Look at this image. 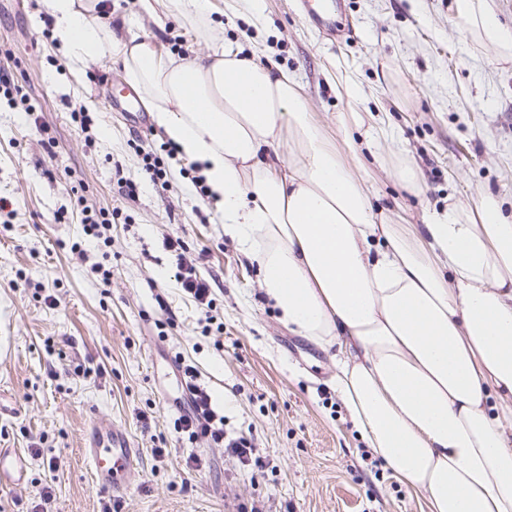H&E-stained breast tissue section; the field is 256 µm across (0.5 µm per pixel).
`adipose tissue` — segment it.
Wrapping results in <instances>:
<instances>
[{"instance_id": "1", "label": "adipose tissue", "mask_w": 512, "mask_h": 512, "mask_svg": "<svg viewBox=\"0 0 512 512\" xmlns=\"http://www.w3.org/2000/svg\"><path fill=\"white\" fill-rule=\"evenodd\" d=\"M41 2L71 61L122 62L156 126L198 163L282 322L334 352L355 429L426 512H512V214L499 196L398 223L278 66L231 41L179 58L115 35L102 0ZM453 10L512 60L489 0Z\"/></svg>"}]
</instances>
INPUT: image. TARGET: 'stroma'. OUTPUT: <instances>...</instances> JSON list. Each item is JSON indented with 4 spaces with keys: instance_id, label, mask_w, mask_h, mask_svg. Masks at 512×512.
<instances>
[{
    "instance_id": "stroma-1",
    "label": "stroma",
    "mask_w": 512,
    "mask_h": 512,
    "mask_svg": "<svg viewBox=\"0 0 512 512\" xmlns=\"http://www.w3.org/2000/svg\"><path fill=\"white\" fill-rule=\"evenodd\" d=\"M209 7L199 32L163 5L148 12L143 0H111L112 26L186 56L227 40L250 45L225 0ZM265 13L267 60L303 85L328 129L338 113H369L386 130L384 149L418 166L411 193L349 125L341 150L376 209L403 208L419 224L487 189L512 208V64L472 39L452 0H341L335 38L303 16L300 0H265ZM48 25L40 0H0V68L34 107L0 98V198L10 204L0 211V448L26 466L23 481L0 488V512H36L47 489L54 512H423L355 430L329 353L281 322L257 264L184 178L187 160H170L166 183L145 177L143 155L167 139L149 110L106 106L126 86L121 61L73 68L44 37ZM79 110L92 117L90 132L72 123ZM125 181L135 197L123 194ZM86 205L117 213L109 246L84 235ZM171 238L197 258L215 308L181 293ZM97 262L111 267L110 281L93 272ZM179 354L223 410L227 433L252 434L261 473L177 431L187 409ZM104 423L139 452L137 476L114 490L97 486L81 454ZM192 457L201 468L188 467Z\"/></svg>"
}]
</instances>
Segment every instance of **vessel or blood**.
<instances>
[{"mask_svg": "<svg viewBox=\"0 0 512 512\" xmlns=\"http://www.w3.org/2000/svg\"><path fill=\"white\" fill-rule=\"evenodd\" d=\"M334 0H312L306 12L320 28H332ZM137 451L124 434L111 425H99L92 430V442L84 450L94 476L101 487L116 488L130 481L135 471L133 460Z\"/></svg>", "mask_w": 512, "mask_h": 512, "instance_id": "1", "label": "vessel or blood"}]
</instances>
